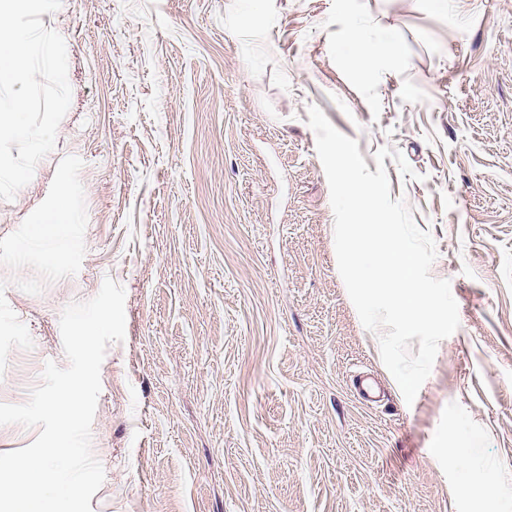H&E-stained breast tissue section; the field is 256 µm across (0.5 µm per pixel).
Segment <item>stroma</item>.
<instances>
[{
	"instance_id": "stroma-1",
	"label": "stroma",
	"mask_w": 512,
	"mask_h": 512,
	"mask_svg": "<svg viewBox=\"0 0 512 512\" xmlns=\"http://www.w3.org/2000/svg\"><path fill=\"white\" fill-rule=\"evenodd\" d=\"M41 20L72 98L0 200V403L67 366L68 304L124 288L92 512H476L485 470L512 478V0H63ZM356 22L397 54L360 68ZM313 105L385 166L457 302L414 402L339 274ZM385 146L413 177L376 164ZM61 206L56 237L33 241ZM451 429L470 474L430 459Z\"/></svg>"
}]
</instances>
